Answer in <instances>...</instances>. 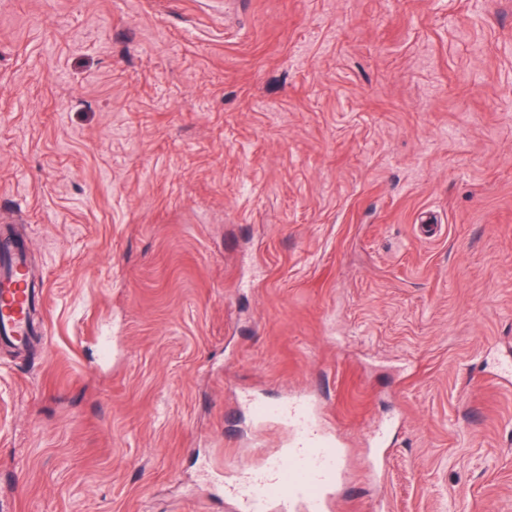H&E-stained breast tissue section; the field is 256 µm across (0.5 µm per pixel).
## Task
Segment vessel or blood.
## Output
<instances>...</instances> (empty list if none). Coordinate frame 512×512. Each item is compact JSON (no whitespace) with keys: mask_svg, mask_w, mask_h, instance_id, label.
Masks as SVG:
<instances>
[{"mask_svg":"<svg viewBox=\"0 0 512 512\" xmlns=\"http://www.w3.org/2000/svg\"><path fill=\"white\" fill-rule=\"evenodd\" d=\"M26 265L18 248H6L0 259V340L17 347L29 337L30 290L22 280ZM247 405L260 419L287 424L291 438L260 472L240 476L232 497L245 512H331L343 449L321 428L313 401L304 396L285 402L251 398Z\"/></svg>","mask_w":512,"mask_h":512,"instance_id":"1","label":"vessel or blood"}]
</instances>
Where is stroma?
Listing matches in <instances>:
<instances>
[{
  "label": "stroma",
  "instance_id": "1",
  "mask_svg": "<svg viewBox=\"0 0 512 512\" xmlns=\"http://www.w3.org/2000/svg\"><path fill=\"white\" fill-rule=\"evenodd\" d=\"M1 224L0 512H234L300 394L334 512H512V0H0ZM26 265L25 254L19 248L5 249L2 266L0 256V339L17 347L24 346L29 337L30 289L21 277Z\"/></svg>",
  "mask_w": 512,
  "mask_h": 512
}]
</instances>
